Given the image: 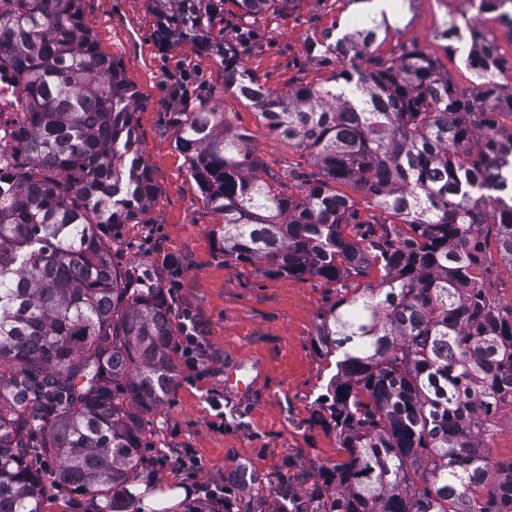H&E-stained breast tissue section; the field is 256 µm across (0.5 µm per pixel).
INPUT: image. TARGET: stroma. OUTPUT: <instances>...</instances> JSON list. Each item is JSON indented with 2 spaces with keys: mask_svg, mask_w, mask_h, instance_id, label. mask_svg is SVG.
Segmentation results:
<instances>
[{
  "mask_svg": "<svg viewBox=\"0 0 512 512\" xmlns=\"http://www.w3.org/2000/svg\"><path fill=\"white\" fill-rule=\"evenodd\" d=\"M80 7L102 50L143 96L139 132L159 189L145 223L114 231L112 259L134 275L155 273L156 286L171 290L180 309L193 314L206 354L203 374L182 372L168 402L145 414L158 463L139 482L184 486L174 512H188L202 485L218 483L234 491L232 512H275L282 490L299 488L305 474L338 458L335 434L316 415L315 400L330 374L313 344L318 316L335 296L321 280L263 276L225 257L212 233L219 218L191 178L176 137L189 113L215 109L249 134L279 181L288 182L289 171L306 159L225 89L216 58L158 39L148 0H80ZM438 11L435 0H416L379 36L375 54L388 59L418 46L459 90H470L471 72L432 36ZM358 13L355 0H292L284 12L257 20L262 48L244 59L277 90L318 81L328 71L307 55L306 41ZM239 367L255 378L244 394L225 385ZM187 453L197 469L176 471L174 462Z\"/></svg>",
  "mask_w": 512,
  "mask_h": 512,
  "instance_id": "1",
  "label": "stroma"
}]
</instances>
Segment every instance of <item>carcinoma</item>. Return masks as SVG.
Wrapping results in <instances>:
<instances>
[{"mask_svg": "<svg viewBox=\"0 0 512 512\" xmlns=\"http://www.w3.org/2000/svg\"><path fill=\"white\" fill-rule=\"evenodd\" d=\"M150 2L159 37L218 58L224 87L314 169L291 172L295 194L267 180L249 134L215 109L177 134L224 255L334 286L313 341L336 373L316 406L342 459L291 494L294 512H512V461L484 447L512 403V304L479 274L491 239L512 265V190L461 194L512 159V96L458 91L416 47L374 56L384 15L310 41L329 75L279 92L207 39L224 0ZM291 2L236 0L240 40ZM0 56L33 90L27 167L0 191V512H41L51 485L129 512L117 489L155 464L143 415L179 375L173 301L113 264L103 230L143 220L158 193L143 97L80 0H13ZM338 185L378 214L360 220Z\"/></svg>", "mask_w": 512, "mask_h": 512, "instance_id": "obj_1", "label": "carcinoma"}]
</instances>
